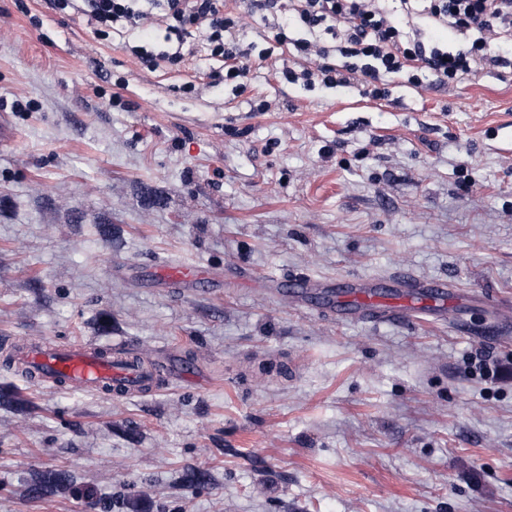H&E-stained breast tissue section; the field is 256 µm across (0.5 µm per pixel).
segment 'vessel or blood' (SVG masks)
Here are the masks:
<instances>
[{"label":"vessel or blood","mask_w":512,"mask_h":512,"mask_svg":"<svg viewBox=\"0 0 512 512\" xmlns=\"http://www.w3.org/2000/svg\"><path fill=\"white\" fill-rule=\"evenodd\" d=\"M158 280L163 282L193 283L207 280L209 271L201 265L185 266L163 264L157 267ZM399 291L397 301L391 302L379 295L374 281L355 277L342 289L332 283L298 278L290 284V293L303 297L313 288L328 292L335 298L340 311L352 319H383L405 317L415 319L428 314L438 319L448 314L449 288L446 284H430L404 273L395 278ZM25 359L38 368L45 381L66 378L71 386L96 388L106 383H122L126 389L138 386L142 374L139 370L102 357L99 345L86 343L70 348H58L49 343L28 347Z\"/></svg>","instance_id":"vessel-or-blood-1"}]
</instances>
